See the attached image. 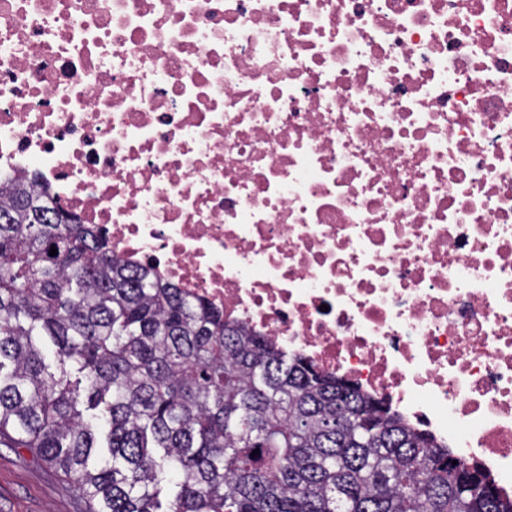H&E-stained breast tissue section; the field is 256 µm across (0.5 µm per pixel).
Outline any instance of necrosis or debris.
Returning a JSON list of instances; mask_svg holds the SVG:
<instances>
[{
	"label": "necrosis or debris",
	"mask_w": 512,
	"mask_h": 512,
	"mask_svg": "<svg viewBox=\"0 0 512 512\" xmlns=\"http://www.w3.org/2000/svg\"><path fill=\"white\" fill-rule=\"evenodd\" d=\"M20 174L512 499V0H0Z\"/></svg>",
	"instance_id": "4bbe7bcc"
}]
</instances>
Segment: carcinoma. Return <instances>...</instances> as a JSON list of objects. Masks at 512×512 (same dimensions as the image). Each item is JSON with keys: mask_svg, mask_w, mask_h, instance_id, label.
<instances>
[{"mask_svg": "<svg viewBox=\"0 0 512 512\" xmlns=\"http://www.w3.org/2000/svg\"><path fill=\"white\" fill-rule=\"evenodd\" d=\"M65 214L0 185V446L71 479L83 512H512L384 401Z\"/></svg>", "mask_w": 512, "mask_h": 512, "instance_id": "carcinoma-1", "label": "carcinoma"}]
</instances>
